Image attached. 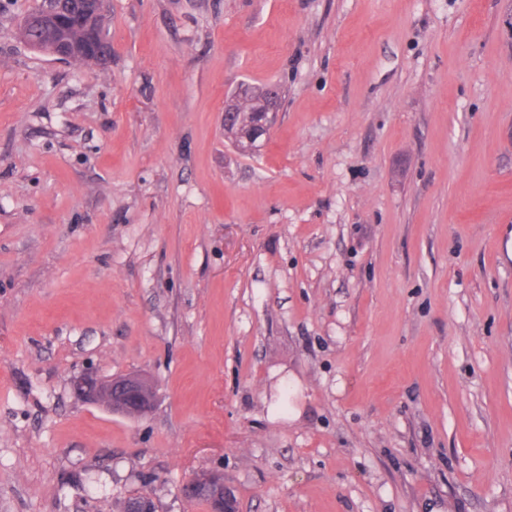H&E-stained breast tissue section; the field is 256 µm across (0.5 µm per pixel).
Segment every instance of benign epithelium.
Returning <instances> with one entry per match:
<instances>
[{"label":"benign epithelium","instance_id":"1","mask_svg":"<svg viewBox=\"0 0 512 512\" xmlns=\"http://www.w3.org/2000/svg\"><path fill=\"white\" fill-rule=\"evenodd\" d=\"M55 0H36L33 11L24 19L23 26L30 29L51 28L62 34L68 20L53 8ZM278 101L270 99L263 111L251 114L247 125L234 127L229 115H224V131L241 138L250 145L260 146L266 139L276 112ZM73 388L86 400L100 404L110 411L125 416H139L151 411L156 392L151 382L140 375L103 380L93 373H84L73 381ZM186 496L206 493L211 500V512H236V500L224 486V478L213 472H201L183 485Z\"/></svg>","mask_w":512,"mask_h":512}]
</instances>
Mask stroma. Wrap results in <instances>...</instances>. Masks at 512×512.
<instances>
[{
  "label": "stroma",
  "instance_id": "1",
  "mask_svg": "<svg viewBox=\"0 0 512 512\" xmlns=\"http://www.w3.org/2000/svg\"><path fill=\"white\" fill-rule=\"evenodd\" d=\"M0 0V512H512V0ZM275 84L258 150L227 95ZM140 374L148 416L72 380ZM57 0H37L33 11L24 19V28H30V31L26 38L20 34L24 41L29 45V42L36 44L41 49L40 51L48 52L49 43H51L55 36L49 31H36L33 29L39 28H51L54 29L59 35L60 39L54 47L51 54L57 56L60 59L72 61L75 65H84L88 63L101 64L107 57L112 53L110 43L105 38L102 27L101 17L98 15L92 24L97 29V36L94 38L87 33V26L80 20L79 17H73L68 26L69 31L67 34L68 39L76 45L77 51L70 59V47L67 41L62 38V33L65 31V27L68 24V20L61 13L53 8V2ZM101 53L106 56V59L100 60L97 58V54ZM221 475V474H220ZM213 472L197 473L183 485V493L188 502H195L208 506L211 500L212 512H236V500L231 490L224 486L223 476ZM194 493H206L208 496Z\"/></svg>",
  "mask_w": 512,
  "mask_h": 512
}]
</instances>
